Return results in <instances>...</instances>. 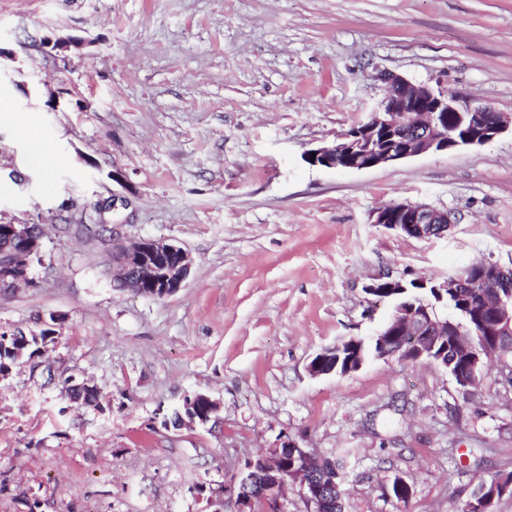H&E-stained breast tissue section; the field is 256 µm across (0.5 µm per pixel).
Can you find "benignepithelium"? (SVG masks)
Wrapping results in <instances>:
<instances>
[{
	"mask_svg": "<svg viewBox=\"0 0 512 512\" xmlns=\"http://www.w3.org/2000/svg\"><path fill=\"white\" fill-rule=\"evenodd\" d=\"M387 87L386 96L372 111L368 120L352 126L331 144L306 152L310 165L338 170H365L394 164L429 151L441 152L462 146L480 147L493 141L512 126L507 117L482 103L459 107L443 91L414 83L391 73L377 76ZM468 120L473 134L461 142L448 132V113ZM374 223L402 234L429 238L440 236L455 223L448 211L427 204L407 201L393 202L374 212ZM7 244L0 248V288H17L29 282L28 265L38 254L41 237L33 233L29 224H9L5 229ZM192 267L190 254L168 239L142 238L121 248L114 256L112 278L120 287L134 293L165 298L183 287ZM512 268L487 261L476 275L474 286L493 288ZM417 282L435 283L439 297L461 292V282L450 277L442 282L422 277ZM407 291L405 283L397 279H379L366 292L380 300L394 299ZM431 305L393 304L391 317L369 338H351L317 354L309 363L311 375L331 373L329 360L345 359L342 374L358 370L371 357L384 359L426 360L434 364L448 351V320L435 319ZM492 321L498 337L512 338V305L500 299L494 305ZM207 406V413L216 414L220 404L204 394L185 398L182 407L196 412L199 404ZM297 457L299 466L288 463ZM321 461L293 441L270 448L248 460L244 470L235 474L225 486L230 496L236 497L238 512L253 506L256 500L265 503L266 512H284L279 491L285 483L298 487L306 512H328L333 505L330 486L317 478Z\"/></svg>",
	"mask_w": 512,
	"mask_h": 512,
	"instance_id": "obj_1",
	"label": "benign epithelium"
}]
</instances>
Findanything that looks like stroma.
Returning <instances> with one entry per match:
<instances>
[{
    "mask_svg": "<svg viewBox=\"0 0 512 512\" xmlns=\"http://www.w3.org/2000/svg\"><path fill=\"white\" fill-rule=\"evenodd\" d=\"M382 70L512 116V0H0V109L52 157L0 122V220L44 229L0 329L57 331L0 378V512H237L217 490L289 438L345 456V512H462L512 470L497 368L467 394L423 361L308 371L391 315L374 280L512 266V128L367 170L306 162L368 119ZM394 200L457 222L373 223ZM139 238L191 255L178 292L113 281V244ZM83 382L98 403L69 405ZM197 393L218 424L164 428ZM373 216V223L417 238L440 236L455 223V217L447 210L407 201L390 203L376 210ZM435 227L439 229L434 231Z\"/></svg>",
    "mask_w": 512,
    "mask_h": 512,
    "instance_id": "stroma-1",
    "label": "stroma"
}]
</instances>
